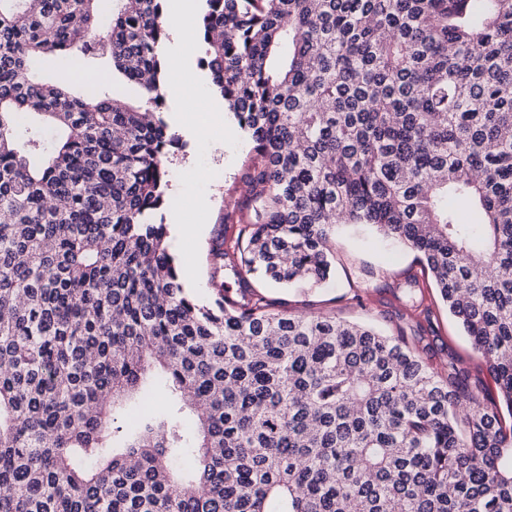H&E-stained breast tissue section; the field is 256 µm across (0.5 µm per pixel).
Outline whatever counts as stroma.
Wrapping results in <instances>:
<instances>
[{
	"label": "stroma",
	"instance_id": "35a3bbf8",
	"mask_svg": "<svg viewBox=\"0 0 512 512\" xmlns=\"http://www.w3.org/2000/svg\"><path fill=\"white\" fill-rule=\"evenodd\" d=\"M202 50L194 45L185 66L193 80L184 84V96L199 101L207 112L204 134L193 140L180 137L167 162L171 183V206L166 213L167 224L174 225L191 218L203 225L201 238L173 241L172 250L179 261L193 268L185 288L197 299L210 301L211 270L208 253L217 234L235 239L238 233L236 203L243 195L242 174L251 155L252 145L239 129L233 116L210 114L205 101L211 92L210 76L201 63ZM46 76L75 81H88L120 96H135L136 90L124 83L121 76L101 69L93 73L73 66L62 59L51 61ZM224 141L223 152H214L213 142ZM208 171L206 182H197L195 167ZM336 269L325 284L280 285L265 282L262 292L282 307L293 312L331 313L337 318L364 322L384 334L402 336L413 341L418 334L430 338L425 354L432 366H439L444 352L454 350L470 372L468 390L485 403L498 402V388L481 356L474 350L456 320L438 297L429 279L423 278L418 254L410 247L384 237L370 228L339 227L332 239Z\"/></svg>",
	"mask_w": 512,
	"mask_h": 512
}]
</instances>
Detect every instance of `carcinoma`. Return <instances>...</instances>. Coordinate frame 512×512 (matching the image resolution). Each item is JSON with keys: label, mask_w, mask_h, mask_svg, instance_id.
I'll return each mask as SVG.
<instances>
[{"label": "carcinoma", "mask_w": 512, "mask_h": 512, "mask_svg": "<svg viewBox=\"0 0 512 512\" xmlns=\"http://www.w3.org/2000/svg\"><path fill=\"white\" fill-rule=\"evenodd\" d=\"M163 2L0 0V512H512V422L453 354L251 281L325 283L336 229L376 228L512 417V0H204L252 143L209 304L165 222ZM48 57L139 96L41 83Z\"/></svg>", "instance_id": "1"}]
</instances>
